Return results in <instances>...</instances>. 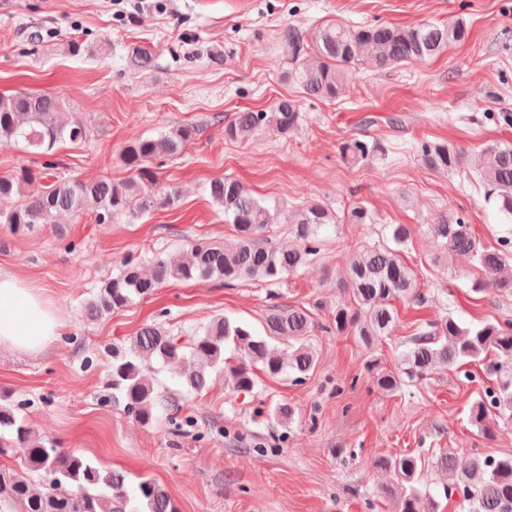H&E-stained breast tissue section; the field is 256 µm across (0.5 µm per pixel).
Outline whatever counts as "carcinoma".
<instances>
[{
	"instance_id": "obj_1",
	"label": "carcinoma",
	"mask_w": 512,
	"mask_h": 512,
	"mask_svg": "<svg viewBox=\"0 0 512 512\" xmlns=\"http://www.w3.org/2000/svg\"><path fill=\"white\" fill-rule=\"evenodd\" d=\"M468 35L463 23L349 26L336 22L315 32L312 49L295 26L282 29L279 38L288 43L292 73L305 97L333 101L345 92L349 69L361 61L385 70L411 60H427ZM130 60L141 70L153 62L151 51L142 45L131 47ZM301 121L300 106L285 98L267 110L236 113L224 125V137L244 139L265 130L286 137ZM199 134L197 125L184 123L156 137L129 140L120 160L132 176L124 182L64 179L35 189L41 174L32 168L0 175V198L17 200L12 210L0 211V224L15 232H30L56 223L63 213L80 214L90 204L97 224L120 218L135 221L158 209L173 208L179 201L178 192L158 183L152 161L182 154ZM87 136V125L68 115L65 102L55 96L28 92L0 96L1 147L18 146L27 153L45 155L61 143H81ZM340 152L354 166L371 160L382 148L356 139L342 143ZM415 152L434 169L452 170L460 163L446 143L421 141ZM480 177L487 195L512 218V147L487 146ZM207 191L212 202L224 209L225 221L233 225L234 243H196L185 260L160 253L127 257L119 273L104 280L86 304L88 319L128 308L171 280H211L231 286L244 278H258L277 284L311 263L318 253L314 246L317 231L325 224L338 223L336 213L323 204L305 203L291 210L272 207L230 176L211 180ZM281 223L297 225L299 243L269 242L270 226ZM389 228L392 245L366 248L352 259L346 278L350 304L337 307L333 318L336 333L350 328L372 351L393 332L394 302L421 297L415 273L400 259L398 250L407 243L411 230L406 224ZM430 233L439 241L442 257L472 258L485 276L482 286L512 291V241L503 240L499 249L485 248L469 225L448 211L430 225ZM263 330L260 335L246 323L218 316L187 330L175 331L163 323L147 325L128 345L112 348V398L123 401L137 422L152 426L164 416L175 418L180 410L177 397L161 389L154 378L166 369L175 371L186 393L198 396L208 391L214 375L224 377V384L234 391L250 392L256 384V368L271 377L286 374L295 382L305 381L317 362L310 343L315 325L307 310L273 304ZM491 352L497 356L500 380L469 411L470 423L485 432L489 412L512 414L511 321L463 327L444 313L418 327L401 354L400 367L389 369L374 355L365 370L378 388L395 394L438 368L457 370ZM8 453L17 457L18 468L0 469V512H179L168 492L153 479L142 476L132 484L123 472L103 468L81 453L62 451L55 441L37 435L27 423L26 405L10 401L3 393L0 455ZM431 462L448 476L444 496L459 497L466 512H512V456H465L443 449ZM376 467L391 477L397 512H438L435 494L420 479L425 468L421 456L381 457ZM29 472L43 476L41 487L33 486Z\"/></svg>"
}]
</instances>
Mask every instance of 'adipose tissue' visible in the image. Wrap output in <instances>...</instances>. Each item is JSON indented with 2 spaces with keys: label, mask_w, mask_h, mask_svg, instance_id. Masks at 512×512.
I'll return each mask as SVG.
<instances>
[{
  "label": "adipose tissue",
  "mask_w": 512,
  "mask_h": 512,
  "mask_svg": "<svg viewBox=\"0 0 512 512\" xmlns=\"http://www.w3.org/2000/svg\"><path fill=\"white\" fill-rule=\"evenodd\" d=\"M61 333V321L41 288L0 270V347L39 353Z\"/></svg>",
  "instance_id": "1"
}]
</instances>
